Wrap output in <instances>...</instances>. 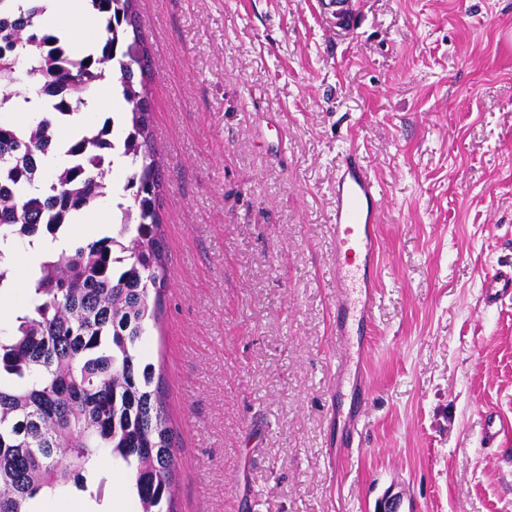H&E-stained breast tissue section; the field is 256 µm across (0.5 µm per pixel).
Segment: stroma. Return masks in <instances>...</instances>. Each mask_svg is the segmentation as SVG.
Wrapping results in <instances>:
<instances>
[{"label": "stroma", "mask_w": 512, "mask_h": 512, "mask_svg": "<svg viewBox=\"0 0 512 512\" xmlns=\"http://www.w3.org/2000/svg\"><path fill=\"white\" fill-rule=\"evenodd\" d=\"M141 0L177 512H512V0ZM383 186L375 326L336 374V162ZM325 12L332 18V24L340 29L350 30L356 20V15L351 7V0H320ZM481 298L485 306H493L506 298L512 300V266L485 272L481 283Z\"/></svg>", "instance_id": "stroma-1"}]
</instances>
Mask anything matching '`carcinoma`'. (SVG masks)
<instances>
[{
	"label": "carcinoma",
	"instance_id": "1",
	"mask_svg": "<svg viewBox=\"0 0 512 512\" xmlns=\"http://www.w3.org/2000/svg\"><path fill=\"white\" fill-rule=\"evenodd\" d=\"M46 0H0V109L32 93L46 111L29 124L0 122V240L44 236L106 195L117 145L127 176L117 233L48 255L32 281V310L0 339V512H36L35 504L72 489L100 504L104 451L131 468L141 512H173L176 454L146 329L158 319L166 288L159 201L162 169L153 144L151 56L140 29V0H87L100 17V50L63 60L67 39L38 27ZM120 73L122 141L110 120L58 141L73 105L95 94L106 69ZM61 147L68 164L33 171ZM155 290L154 304L149 291Z\"/></svg>",
	"mask_w": 512,
	"mask_h": 512
}]
</instances>
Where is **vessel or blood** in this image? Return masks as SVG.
I'll return each mask as SVG.
<instances>
[{
    "instance_id": "vessel-or-blood-1",
    "label": "vessel or blood",
    "mask_w": 512,
    "mask_h": 512,
    "mask_svg": "<svg viewBox=\"0 0 512 512\" xmlns=\"http://www.w3.org/2000/svg\"><path fill=\"white\" fill-rule=\"evenodd\" d=\"M383 207V190L359 152L344 149L336 165L330 210V230L336 239L331 275L336 284V343L340 349L336 370L340 373L350 362L361 363L368 357L356 338L375 317L371 273L380 261L378 224ZM481 298L488 307L512 300V267L485 272Z\"/></svg>"
}]
</instances>
